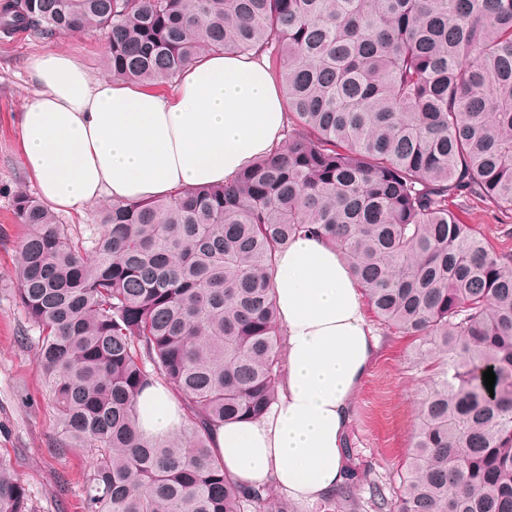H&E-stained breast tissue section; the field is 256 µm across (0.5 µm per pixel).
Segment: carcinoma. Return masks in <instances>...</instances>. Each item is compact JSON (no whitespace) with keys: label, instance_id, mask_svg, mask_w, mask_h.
Listing matches in <instances>:
<instances>
[{"label":"carcinoma","instance_id":"cac0c4a2","mask_svg":"<svg viewBox=\"0 0 512 512\" xmlns=\"http://www.w3.org/2000/svg\"><path fill=\"white\" fill-rule=\"evenodd\" d=\"M0 29L96 31L106 73L145 84L260 52L290 115L230 183L114 200L87 236L14 196L53 447L95 456L84 512H288L224 476L212 433L275 398L271 271L300 232L336 245L375 321L435 370L395 496L346 447L316 510L512 512V253L458 215L470 197L512 212V0H0ZM159 384L184 414L153 440L137 404ZM0 512H35L1 459Z\"/></svg>","mask_w":512,"mask_h":512}]
</instances>
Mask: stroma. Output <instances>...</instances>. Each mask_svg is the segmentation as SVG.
Wrapping results in <instances>:
<instances>
[{"instance_id": "obj_1", "label": "stroma", "mask_w": 512, "mask_h": 512, "mask_svg": "<svg viewBox=\"0 0 512 512\" xmlns=\"http://www.w3.org/2000/svg\"><path fill=\"white\" fill-rule=\"evenodd\" d=\"M52 50L78 60L92 78L105 75L106 42L97 33H0V456L9 460L36 512H84L83 486L93 460L81 451L50 450L57 422L37 366L39 332L17 297L18 247L28 229L13 215V196L36 192L21 154L20 118L37 91L29 62ZM459 217L477 225L495 249L512 250V220L495 206L472 199ZM376 335L378 348L358 389L347 439L389 493L399 484L430 374L410 338L381 328Z\"/></svg>"}]
</instances>
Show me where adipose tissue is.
Masks as SVG:
<instances>
[{
	"instance_id": "1",
	"label": "adipose tissue",
	"mask_w": 512,
	"mask_h": 512,
	"mask_svg": "<svg viewBox=\"0 0 512 512\" xmlns=\"http://www.w3.org/2000/svg\"><path fill=\"white\" fill-rule=\"evenodd\" d=\"M30 70L40 90L23 106L21 152L39 196L57 209L224 184L269 154L288 124L280 86L254 52L208 53L170 91L92 79L63 52L34 57ZM273 282L286 331L277 400L261 417L218 428L213 447L236 484L314 504L341 482L346 429L377 342L333 244L296 235L275 253ZM139 411L146 437L180 428V406L163 386L143 394Z\"/></svg>"
}]
</instances>
